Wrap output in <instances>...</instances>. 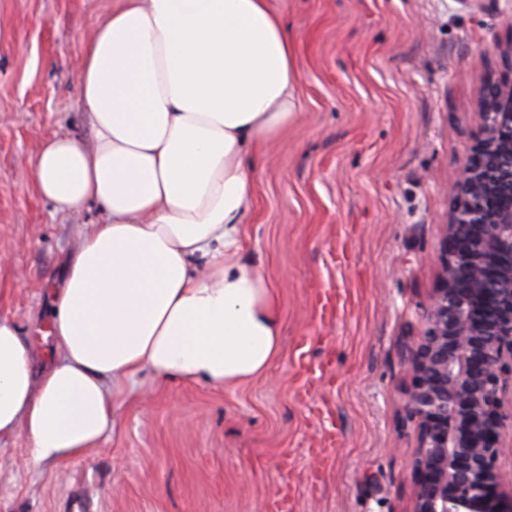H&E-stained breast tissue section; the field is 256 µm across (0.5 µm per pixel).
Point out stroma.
<instances>
[{"instance_id":"stroma-1","label":"stroma","mask_w":512,"mask_h":512,"mask_svg":"<svg viewBox=\"0 0 512 512\" xmlns=\"http://www.w3.org/2000/svg\"><path fill=\"white\" fill-rule=\"evenodd\" d=\"M288 25L299 119L251 160L243 262L278 292L280 351L233 389L144 377L87 456L31 463L0 441V512H407L414 425L401 344L438 286L448 179L480 135L478 90L505 73L512 0H270ZM112 0H0V319L42 360L75 218L36 191L43 142L91 143L77 86L85 43ZM342 301L321 316L328 296ZM320 371L305 377L300 357ZM330 411L333 457L314 452Z\"/></svg>"}]
</instances>
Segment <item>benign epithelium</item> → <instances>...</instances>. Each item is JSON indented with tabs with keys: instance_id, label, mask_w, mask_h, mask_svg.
Segmentation results:
<instances>
[{
	"instance_id": "obj_1",
	"label": "benign epithelium",
	"mask_w": 512,
	"mask_h": 512,
	"mask_svg": "<svg viewBox=\"0 0 512 512\" xmlns=\"http://www.w3.org/2000/svg\"><path fill=\"white\" fill-rule=\"evenodd\" d=\"M481 136L454 172L456 204L442 225L445 258L402 345L412 383L400 407L415 425L409 512H512V493L494 495L512 421V81L478 91ZM481 300L493 315L479 319Z\"/></svg>"
}]
</instances>
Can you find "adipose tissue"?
<instances>
[{
    "instance_id": "obj_1",
    "label": "adipose tissue",
    "mask_w": 512,
    "mask_h": 512,
    "mask_svg": "<svg viewBox=\"0 0 512 512\" xmlns=\"http://www.w3.org/2000/svg\"><path fill=\"white\" fill-rule=\"evenodd\" d=\"M293 38L269 0H115L78 67L92 144L45 142L37 192L99 204L54 297L56 355L0 319V439L85 456L141 375L231 389L279 353L277 291L242 263L247 162L295 120Z\"/></svg>"
}]
</instances>
